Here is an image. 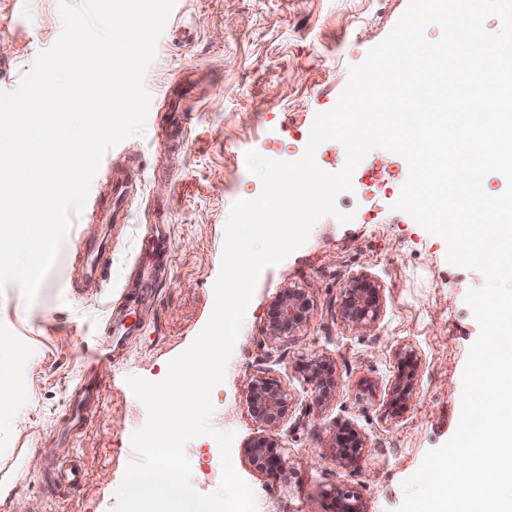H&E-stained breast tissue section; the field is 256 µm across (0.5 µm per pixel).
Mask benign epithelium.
<instances>
[{"label":"benign epithelium","mask_w":512,"mask_h":512,"mask_svg":"<svg viewBox=\"0 0 512 512\" xmlns=\"http://www.w3.org/2000/svg\"><path fill=\"white\" fill-rule=\"evenodd\" d=\"M380 306V285L359 275L352 277L343 289L341 306L342 321L351 329L365 333ZM311 309L309 293L303 288L287 286L271 304L266 339L270 348L278 349L288 337L307 320ZM398 376L390 397L391 407L409 399L413 380L419 364L411 350L397 352ZM307 380L312 383L317 398L327 396L334 386L333 371L319 357L306 362ZM246 403L250 415L258 423V435L249 448V458L254 468L267 475L277 476L284 472L286 459L280 446L278 431L288 407V395L270 378H256L248 382ZM334 458L342 463L353 464L367 452V442L356 431L344 429L336 434L332 447ZM336 512H363L357 494L352 490H336Z\"/></svg>","instance_id":"1"}]
</instances>
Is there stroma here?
<instances>
[{
    "mask_svg": "<svg viewBox=\"0 0 512 512\" xmlns=\"http://www.w3.org/2000/svg\"><path fill=\"white\" fill-rule=\"evenodd\" d=\"M25 8L0 0V90H14L37 54L62 32L58 0H25ZM408 0H176L157 44L145 86L151 104L144 131L115 145L101 167L94 193L108 199L137 164L139 184L125 202L126 223L106 210L83 211L72 223L35 297L17 283L0 290V337L13 375L24 386L25 420L0 429V464L19 460L17 473L0 472V512L31 501L40 512H111L127 465L137 455L131 437L147 419L126 379L163 380L169 362L184 352L207 324L215 304L225 226L232 205L262 192L248 172L245 154L293 162L300 159L317 114L331 110L347 85L350 66L392 31ZM184 109L181 146H169L168 99ZM376 169L372 189L354 184L340 192L337 216L321 218L308 241L259 275L242 335L222 383L211 391L212 426L234 434L236 472L254 490L257 512H334L337 489L349 487L364 512H397L402 483L430 450L454 434L461 415L462 375L480 327L465 302L482 287L481 273L446 259L447 244L409 214L395 210L409 174L407 161L371 150L359 171ZM170 226L171 262L147 296L145 326L129 336L111 362L92 361L103 341L109 304L135 293L137 243L154 222ZM110 236L106 278L77 289L82 271L79 243L88 225ZM366 274L381 287L370 332L350 329L340 318L343 289ZM312 298L307 322L286 347L265 343L268 311L284 285ZM412 347L420 368L413 391L397 416H388L397 375L395 352ZM334 373L330 398L318 400L302 368L312 356ZM105 382L99 405L72 445L84 466L82 480L54 484L48 474L59 453L53 433L67 409V389L81 371ZM276 379L289 407L280 427L288 467L280 476L256 471L248 445L258 426L245 390L249 379ZM360 432L369 452L343 466L331 458L338 427ZM191 484L202 494L217 490L221 457L216 441L187 443Z\"/></svg>",
    "mask_w": 512,
    "mask_h": 512,
    "instance_id": "1",
    "label": "stroma"
}]
</instances>
